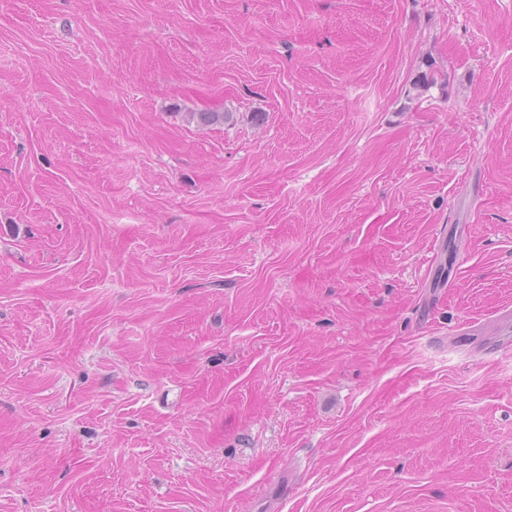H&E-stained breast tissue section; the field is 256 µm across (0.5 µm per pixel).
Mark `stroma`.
Segmentation results:
<instances>
[{"mask_svg":"<svg viewBox=\"0 0 512 512\" xmlns=\"http://www.w3.org/2000/svg\"><path fill=\"white\" fill-rule=\"evenodd\" d=\"M0 512H512V0H0Z\"/></svg>","mask_w":512,"mask_h":512,"instance_id":"1","label":"stroma"}]
</instances>
